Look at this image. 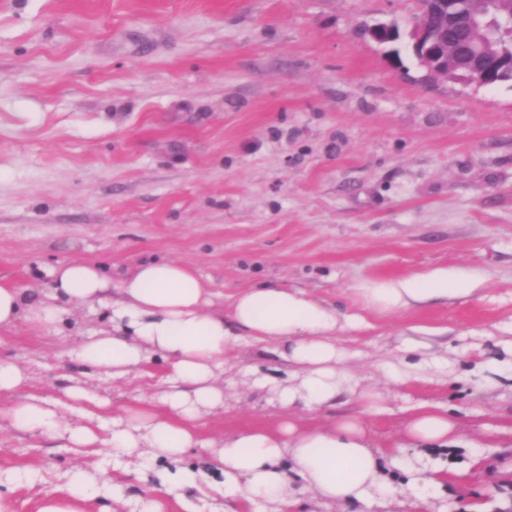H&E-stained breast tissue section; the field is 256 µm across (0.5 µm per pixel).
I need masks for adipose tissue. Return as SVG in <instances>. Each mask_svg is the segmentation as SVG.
Returning <instances> with one entry per match:
<instances>
[{
    "label": "adipose tissue",
    "instance_id": "adipose-tissue-1",
    "mask_svg": "<svg viewBox=\"0 0 512 512\" xmlns=\"http://www.w3.org/2000/svg\"><path fill=\"white\" fill-rule=\"evenodd\" d=\"M45 288L29 291L0 285V329L18 320L55 322L67 305L107 310L111 325L86 337L74 356L109 379H122L153 357L169 366L162 412L145 411L113 419L106 435L89 421L68 419L64 406L29 394L14 402L10 427L33 437L60 438L76 448H106L113 458L180 461L188 449L212 454L227 490L269 504V512L294 505L291 478L328 503H372L386 507L395 488L383 474L380 452L360 418L347 417L326 428L303 429L284 420L277 431H243L230 439L201 438L195 423L224 406V352L243 338L274 341L292 364L295 384L259 375L285 409H319L353 387L343 366L345 354L333 335L339 324L329 310L300 291L254 286L238 294L230 311L215 308L214 294L189 264L146 260L111 283L97 265L81 260L43 270ZM470 283L444 273L363 286L364 300L382 310L408 307L433 297L470 293ZM455 424L447 410L416 413L406 432L420 442L454 446ZM107 475L91 478L81 469L47 495L40 512H83Z\"/></svg>",
    "mask_w": 512,
    "mask_h": 512
}]
</instances>
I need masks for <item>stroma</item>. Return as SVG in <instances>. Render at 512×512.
<instances>
[{
	"label": "stroma",
	"instance_id": "35a3bbf8",
	"mask_svg": "<svg viewBox=\"0 0 512 512\" xmlns=\"http://www.w3.org/2000/svg\"><path fill=\"white\" fill-rule=\"evenodd\" d=\"M416 0H0V285L44 287V267L142 260L194 267L216 304L257 284L336 310L334 340L355 392L290 411L246 374L287 379L270 342L224 354V412L202 437L362 419L397 488L386 512H512V82L427 81L410 47L369 26L408 28ZM443 270L471 293L383 312L361 285ZM104 313L0 331V358L27 390L66 402L93 384L103 416L157 407L169 373L112 381L70 357ZM497 359L498 370L480 367ZM407 372L405 381L394 371ZM448 409L455 448H427L406 425L419 404ZM447 468L443 486L408 463ZM100 464L109 495L85 512H210L190 469L210 455L115 464L111 456L0 428V512H39L75 464ZM41 470L44 481L7 483Z\"/></svg>",
	"mask_w": 512,
	"mask_h": 512
}]
</instances>
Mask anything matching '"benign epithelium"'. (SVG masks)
<instances>
[{
	"mask_svg": "<svg viewBox=\"0 0 512 512\" xmlns=\"http://www.w3.org/2000/svg\"><path fill=\"white\" fill-rule=\"evenodd\" d=\"M419 12L426 20L435 18L445 27L454 26L455 10L449 0H419ZM466 20L469 29L484 34L482 55L475 59V62L482 64L480 78L474 79L471 74H462L458 68L448 66V55L440 53L441 45L434 41L428 25L422 22L415 23L410 34L414 53L420 64L433 76L465 79L481 87H492L497 83L496 76L501 68V42L506 37H512V0H498L497 10L471 12ZM368 33L381 43L399 37L398 28L394 24L373 26Z\"/></svg>",
	"mask_w": 512,
	"mask_h": 512,
	"instance_id": "1",
	"label": "benign epithelium"
}]
</instances>
